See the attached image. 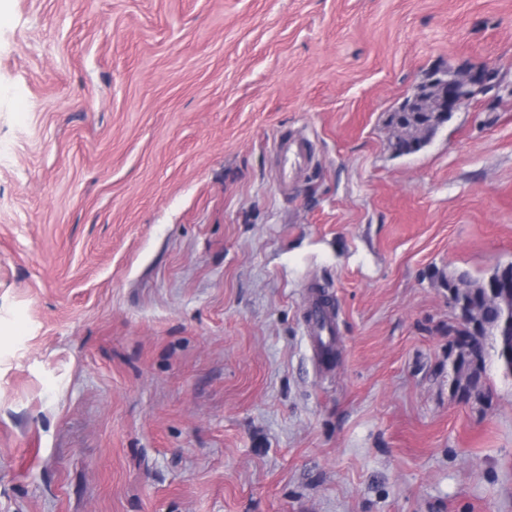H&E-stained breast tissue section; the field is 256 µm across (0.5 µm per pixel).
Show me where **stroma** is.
<instances>
[{
	"instance_id": "35a3bbf8",
	"label": "stroma",
	"mask_w": 512,
	"mask_h": 512,
	"mask_svg": "<svg viewBox=\"0 0 512 512\" xmlns=\"http://www.w3.org/2000/svg\"><path fill=\"white\" fill-rule=\"evenodd\" d=\"M509 263L512 0H0V512H512L445 286ZM482 79L471 81L472 78ZM488 75L466 73L455 77H432L430 83L443 89L442 111L435 112L439 104V91L423 86L421 93L414 100L407 97L397 112H394L391 120L394 123V133L389 141V146L396 154H404L420 149L427 141L425 133L437 129V124L445 123L451 117L457 105L463 100L459 94V83L467 82L471 91L474 87L483 88ZM411 111V112H409ZM332 326V320L330 316L320 305H315L310 320V331L312 336H316L315 339V353L318 360L322 363H328L333 356V344L329 339L319 340L317 336H323V333H327V336H331L329 327Z\"/></svg>"
}]
</instances>
